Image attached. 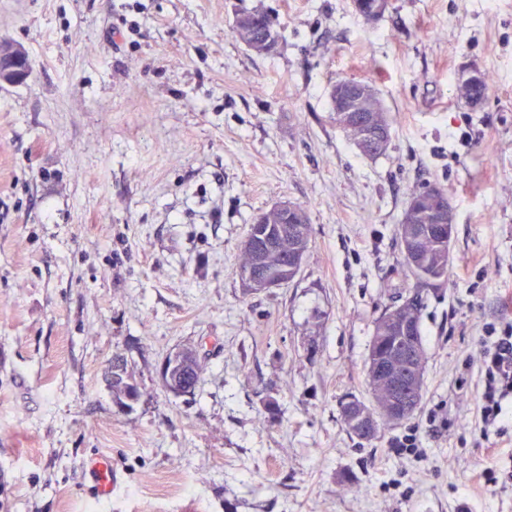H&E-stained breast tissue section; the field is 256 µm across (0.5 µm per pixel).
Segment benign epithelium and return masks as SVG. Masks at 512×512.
Returning <instances> with one entry per match:
<instances>
[{"label":"benign epithelium","mask_w":512,"mask_h":512,"mask_svg":"<svg viewBox=\"0 0 512 512\" xmlns=\"http://www.w3.org/2000/svg\"><path fill=\"white\" fill-rule=\"evenodd\" d=\"M389 0H357L355 8L359 14L367 18H378L388 8ZM29 75V60L26 53L15 54L4 48L0 41V85H20L24 83ZM330 94L336 98L335 116L336 123L345 130L355 129L359 132L356 146L360 150H366L376 141L377 135L381 134L378 129V112L382 111V102L375 88L364 81L341 80L330 89ZM436 231L447 240H452L453 229L448 211V202H441L437 209ZM418 235L415 231H409L408 235L402 238L403 257L415 264L418 261L416 243ZM278 239L270 230L263 228L261 219H256L250 225L245 245L258 248V254L265 256L266 253L276 249ZM305 251H297V257L293 258V265L275 274L265 272L260 277L251 273H245L246 284L255 287L258 291H267L279 288L297 273L302 266ZM416 294L412 293L398 304L391 305L384 311L382 328L388 333H397L399 337L407 342L403 354L407 359V385L415 388L422 381L423 363L420 360V352L423 348L420 336L416 330L415 321V300ZM200 349L197 345H185L172 350L162 361L159 375L160 382L164 389L176 396H189L195 390L182 371L191 356L199 357ZM391 362L378 350L370 352L366 375L369 381H380L388 387L387 400L382 407L384 417L389 421H397L409 414L413 407V401L405 395L398 384L393 380ZM342 413L351 424L359 429L362 439L370 440L376 436L374 419L365 408L362 402L354 397H347L341 404Z\"/></svg>","instance_id":"obj_1"}]
</instances>
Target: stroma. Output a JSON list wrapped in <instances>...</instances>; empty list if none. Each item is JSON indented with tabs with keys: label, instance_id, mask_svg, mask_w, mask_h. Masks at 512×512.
I'll return each instance as SVG.
<instances>
[{
	"label": "stroma",
	"instance_id": "obj_1",
	"mask_svg": "<svg viewBox=\"0 0 512 512\" xmlns=\"http://www.w3.org/2000/svg\"><path fill=\"white\" fill-rule=\"evenodd\" d=\"M257 6L269 55L233 33ZM0 39L31 66L0 87V512H512V420L480 411L485 330L512 325V0H390L373 23L352 0H0ZM340 78L394 117L385 155L331 120ZM427 187L454 233L422 403L361 443L340 401H373L374 321L413 285L398 225ZM282 201L308 214L301 272L244 293L249 226ZM197 343L195 396L167 393L161 361ZM409 433L422 457L393 448ZM97 455L122 479L107 497ZM122 385L130 388L137 399L139 396L138 388L128 373L126 364L123 360L117 359L112 362V393L117 399L122 392ZM87 466L98 494L106 496L115 492L119 482L115 470L112 469V462L107 456H95Z\"/></svg>",
	"mask_w": 512,
	"mask_h": 512
}]
</instances>
